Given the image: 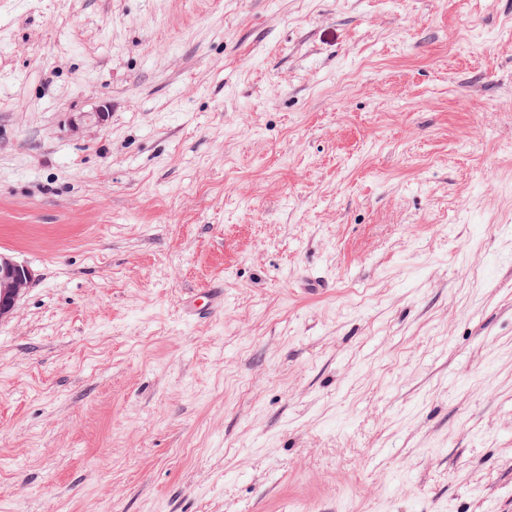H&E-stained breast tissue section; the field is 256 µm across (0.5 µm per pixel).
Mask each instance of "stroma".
Instances as JSON below:
<instances>
[{
    "instance_id": "1",
    "label": "stroma",
    "mask_w": 512,
    "mask_h": 512,
    "mask_svg": "<svg viewBox=\"0 0 512 512\" xmlns=\"http://www.w3.org/2000/svg\"><path fill=\"white\" fill-rule=\"evenodd\" d=\"M0 252V512H512V0H0ZM34 279L35 273L27 264L0 252V323L13 314Z\"/></svg>"
}]
</instances>
